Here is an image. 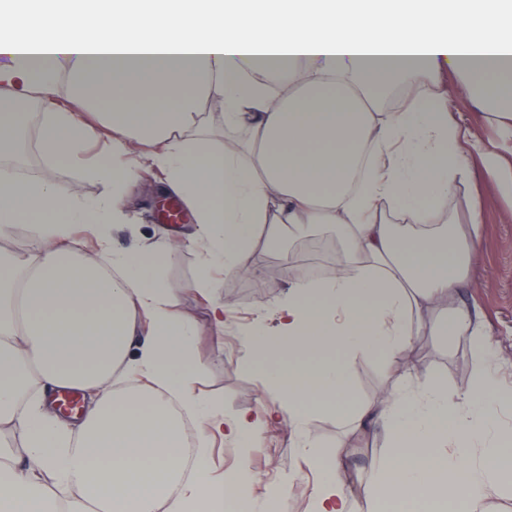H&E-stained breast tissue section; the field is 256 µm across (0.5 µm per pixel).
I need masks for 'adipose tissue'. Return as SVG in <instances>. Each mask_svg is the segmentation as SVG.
Wrapping results in <instances>:
<instances>
[{"instance_id":"obj_1","label":"adipose tissue","mask_w":512,"mask_h":512,"mask_svg":"<svg viewBox=\"0 0 512 512\" xmlns=\"http://www.w3.org/2000/svg\"><path fill=\"white\" fill-rule=\"evenodd\" d=\"M0 57L1 145L33 99L51 101L64 81L103 83L94 119L51 109L40 142L52 164L112 187L91 200L0 172V237L30 224L27 249L0 255V512H213L254 481L245 456L211 477L210 436L252 442L280 420L327 473L314 512H358L363 498L375 512H418L423 499L484 512L487 492L504 490L512 430L492 415L494 350L453 302L475 238L431 221L471 170L431 85L451 68L491 111L512 114V0H0ZM397 79L417 96L383 111L376 94ZM144 164L191 215L172 241L199 253L197 289L215 269L257 274L259 231L274 242L340 227L335 276L293 277L274 331L243 339L240 366L262 368L277 411L228 418L196 394L198 327L159 277L162 254L105 238L88 250L85 231L126 223ZM428 324L472 341L469 389L431 374L351 399L354 352L394 369ZM59 390L83 395L80 416L53 410ZM314 413L383 430L390 453L362 497L340 460L316 451Z\"/></svg>"}]
</instances>
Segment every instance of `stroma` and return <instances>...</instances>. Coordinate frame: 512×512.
<instances>
[{
  "label": "stroma",
  "mask_w": 512,
  "mask_h": 512,
  "mask_svg": "<svg viewBox=\"0 0 512 512\" xmlns=\"http://www.w3.org/2000/svg\"><path fill=\"white\" fill-rule=\"evenodd\" d=\"M436 84L445 92L450 116L465 136L467 162L472 170L468 182L458 184L447 201L446 213L436 216L437 223L454 217L456 223L469 222L470 208L480 203L481 237L471 253L469 277L455 296L457 304L475 309L485 333L498 353L503 367L501 376L512 381V194L504 184L512 178V121L501 120L479 98L467 93L459 74L444 70ZM132 223L143 232L156 235L157 246L166 250L162 276L179 287L181 312L194 321L197 336L193 356L202 367L195 389L205 400L222 402L228 415L249 413L264 407L276 410L279 398L268 392L259 370L246 371L238 361L243 353L245 332L272 329L274 309L288 294V281L279 278L277 287L255 291L252 284L240 278L214 271L213 286L208 294L189 290L197 275L199 255L185 248H171L163 234L164 219L172 207V197L158 194L153 185L142 182L132 191ZM224 299L231 309V319L222 337L207 330L209 302ZM414 363L413 373L437 374L448 382L451 390L468 389L473 381L472 346L463 338L448 340L424 329L416 336L408 354ZM357 401L368 402L391 390L394 374L382 371L379 357L359 353L348 361ZM307 432L315 437L322 450L337 452L345 469L342 479L359 488V473L371 461L384 458L386 439L377 430L349 432L336 417L311 415ZM347 447L337 448L338 439ZM210 461L215 471L232 469L241 454H248L253 475L257 476L251 512H312L313 486L322 480L321 472L308 468L297 448L296 436L287 424L269 428L262 438L248 447L221 440L208 444Z\"/></svg>",
  "instance_id": "obj_1"
}]
</instances>
